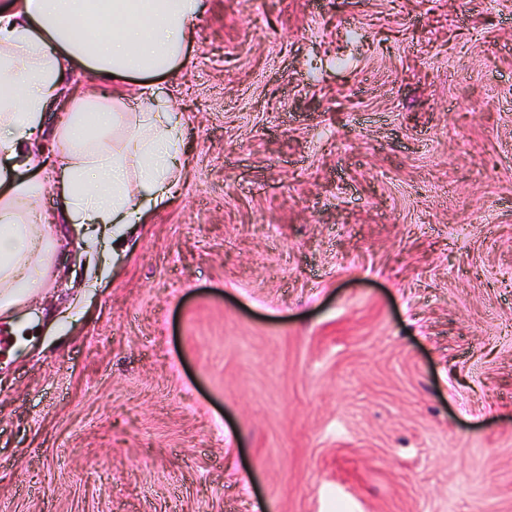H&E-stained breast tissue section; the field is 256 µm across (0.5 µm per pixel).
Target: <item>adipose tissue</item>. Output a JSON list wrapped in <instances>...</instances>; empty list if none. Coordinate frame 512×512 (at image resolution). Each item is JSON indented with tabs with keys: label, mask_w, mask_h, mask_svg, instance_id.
<instances>
[{
	"label": "adipose tissue",
	"mask_w": 512,
	"mask_h": 512,
	"mask_svg": "<svg viewBox=\"0 0 512 512\" xmlns=\"http://www.w3.org/2000/svg\"><path fill=\"white\" fill-rule=\"evenodd\" d=\"M204 0H10L0 8V320L15 335L25 306L49 284L52 224L90 234L143 224L182 171L181 116L159 106L151 77L183 65ZM80 71L141 88L138 111L120 94L70 90ZM57 110L52 132L39 123ZM63 204L35 223L44 189Z\"/></svg>",
	"instance_id": "adipose-tissue-1"
}]
</instances>
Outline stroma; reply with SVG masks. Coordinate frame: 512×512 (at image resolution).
I'll return each instance as SVG.
<instances>
[{"label":"stroma","mask_w":512,"mask_h":512,"mask_svg":"<svg viewBox=\"0 0 512 512\" xmlns=\"http://www.w3.org/2000/svg\"><path fill=\"white\" fill-rule=\"evenodd\" d=\"M188 161L52 234L0 512H512V0H205Z\"/></svg>","instance_id":"stroma-1"}]
</instances>
